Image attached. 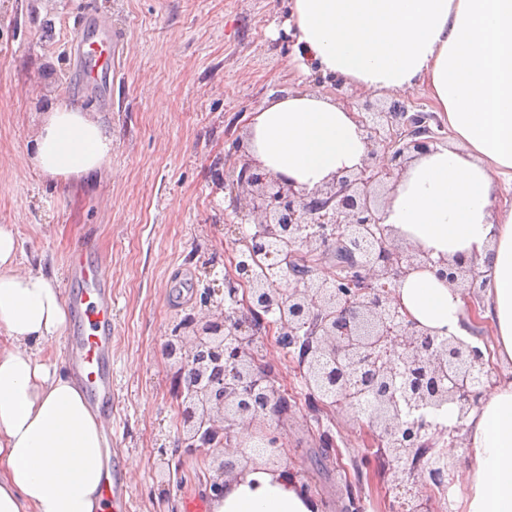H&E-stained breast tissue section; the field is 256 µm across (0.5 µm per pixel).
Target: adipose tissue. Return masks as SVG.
<instances>
[{
	"label": "adipose tissue",
	"instance_id": "adipose-tissue-1",
	"mask_svg": "<svg viewBox=\"0 0 512 512\" xmlns=\"http://www.w3.org/2000/svg\"><path fill=\"white\" fill-rule=\"evenodd\" d=\"M294 57L376 94L424 85L452 140L409 164L380 211L396 239L432 259L474 258L484 287L476 312L428 270L403 279L408 315L512 361V0H293ZM251 154L266 171L314 189L365 154L356 111L293 92L256 112ZM112 134L79 109L56 107L30 163L71 179L99 170ZM67 305L42 267L23 269L11 229L0 226V512H103L104 425L83 393L43 361L68 327ZM473 462L449 494L455 512H512V372L459 418ZM209 512H318L287 467L250 468L226 480Z\"/></svg>",
	"mask_w": 512,
	"mask_h": 512
}]
</instances>
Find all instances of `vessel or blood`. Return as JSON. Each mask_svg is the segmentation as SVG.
Segmentation results:
<instances>
[{"label": "vessel or blood", "mask_w": 512, "mask_h": 512, "mask_svg": "<svg viewBox=\"0 0 512 512\" xmlns=\"http://www.w3.org/2000/svg\"><path fill=\"white\" fill-rule=\"evenodd\" d=\"M68 50L81 68L84 82L95 84L112 79V36L101 33L98 39H85L81 30H73ZM73 274L81 286L69 292L68 301L76 314V329L71 338L69 364L82 385L91 408L111 407L112 371V286L99 272L76 263ZM129 487L126 473L113 470L102 489V497L111 512H128Z\"/></svg>", "instance_id": "1"}]
</instances>
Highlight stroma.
<instances>
[{
	"label": "stroma",
	"instance_id": "obj_1",
	"mask_svg": "<svg viewBox=\"0 0 512 512\" xmlns=\"http://www.w3.org/2000/svg\"><path fill=\"white\" fill-rule=\"evenodd\" d=\"M290 0H0V226L21 266L42 264L60 292L70 258L85 251L112 283V418L107 429L130 465V512H186L210 501L212 456L177 451V368L164 342L182 319L207 320L201 299L224 300V276L252 232L235 210L226 174L250 161V121L274 91L345 97L354 107L383 96L335 87L293 63ZM115 37L110 106L76 71L67 39L83 18ZM79 109L112 132V155L78 188L25 165L50 105ZM267 359L295 398L278 426L279 464L310 485L319 512H341L344 475L321 459L331 435L344 465L368 455L361 422L312 412L295 355L270 336ZM167 450L173 480L157 461Z\"/></svg>",
	"mask_w": 512,
	"mask_h": 512
}]
</instances>
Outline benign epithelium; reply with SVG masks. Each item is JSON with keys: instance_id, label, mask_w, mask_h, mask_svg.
I'll return each mask as SVG.
<instances>
[{"instance_id": "1", "label": "benign epithelium", "mask_w": 512, "mask_h": 512, "mask_svg": "<svg viewBox=\"0 0 512 512\" xmlns=\"http://www.w3.org/2000/svg\"><path fill=\"white\" fill-rule=\"evenodd\" d=\"M360 112L362 164L320 187L298 189L284 177L250 164L241 167L236 182L250 190L233 202L236 210L256 217L252 242L266 250L282 239L293 251L269 263L264 280L249 282L252 253L239 250L235 273L225 279L224 305L276 310L273 326L282 341H296L302 328L315 322V342L301 350L298 366L312 407L323 406L319 395L329 391L334 407L367 419L366 442L382 453V474L392 475L393 490L403 491L404 476L420 468L442 489L457 469L448 449L458 447L460 427L422 415L408 418L402 408L422 412L453 404L461 421L479 405L497 370L479 348L402 314L395 288L415 269L434 272L473 301L483 284L473 264L434 260L419 248L394 243L379 217L381 192L394 187L413 154L442 142L443 126L433 129L432 115L412 112L398 99L381 109L366 104ZM333 246L348 256L345 277L309 265L308 257ZM197 323L194 316L181 320L165 344L166 356L179 363L177 373L194 378L180 393V447L220 453L226 457L221 472L233 473L252 463L246 446L251 430L274 418L288 419L295 406L263 364L267 346L251 336V318L220 315L201 327ZM399 510L434 512L433 500L413 498Z\"/></svg>"}]
</instances>
